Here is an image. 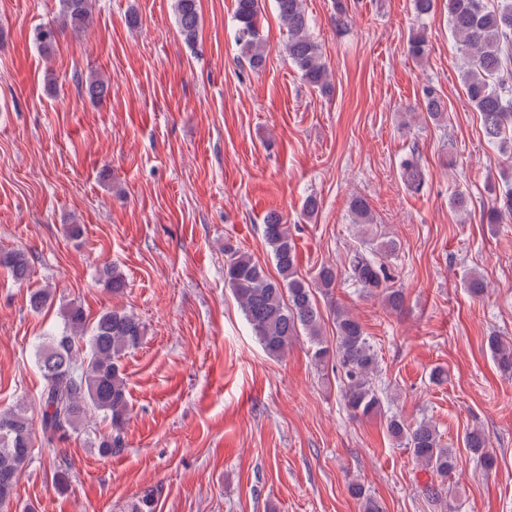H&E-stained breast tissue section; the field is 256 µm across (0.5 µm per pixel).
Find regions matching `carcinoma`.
I'll return each instance as SVG.
<instances>
[{"label":"carcinoma","instance_id":"cac0c4a2","mask_svg":"<svg viewBox=\"0 0 512 512\" xmlns=\"http://www.w3.org/2000/svg\"><path fill=\"white\" fill-rule=\"evenodd\" d=\"M235 39L248 60L258 70L265 62L263 39L258 25L262 0H235ZM279 18L288 29L286 52L300 73L301 80L321 93L332 88L328 69L318 42L312 36L305 0H273ZM448 28L463 60L462 79L468 100L481 112L485 138L502 150L512 145V0H447ZM176 23L188 43L194 42L199 28L198 0H175ZM60 23L39 27L34 40L49 57L57 47L59 33L71 28L80 31L92 19V0H60ZM81 90L92 100L102 101L110 83L91 74L77 79ZM427 116L435 121L446 119L442 99L428 89L424 94ZM407 189L418 192L423 186L419 157L411 152L400 163ZM349 209L360 223L370 221L367 199L356 195ZM264 237L271 248L278 277H271L264 267L245 252L231 247L224 250V280L231 288L251 330L262 348L271 355L283 352L306 330L313 347V359L319 366L336 359L335 370L343 382L345 407L355 416H370L381 409L373 379L379 359L361 323L349 313L336 310V345L330 347L321 336V320L314 304V293H330L336 288L338 272L330 266L318 270L313 283L297 272L296 250L288 227L276 212L266 215ZM398 243L387 240L375 250L360 248L348 259L350 277L366 292L381 291L387 306L396 310L404 302L379 255L396 251ZM0 267L18 281L30 276L27 254L21 250L0 252ZM100 279L112 293L126 287L115 267L100 271ZM52 301L51 290L31 292V309L42 310ZM144 328L132 314L107 310L93 322L87 321L79 305H71L63 315V327L51 335L38 351V364L44 378L39 396L40 430L47 444L62 442L89 426L99 416L110 420V431L97 440L103 457L120 455L125 450L123 426L129 411L121 357L137 348ZM487 347L498 367L512 375V342L497 335L487 337ZM390 439L409 450L414 459L428 469L437 481L425 487V495L439 503L448 494L445 479L458 468L454 449L442 443L441 434L431 422L415 424L393 413L384 420ZM465 447L477 462L490 470L495 465L493 449L484 432L466 434ZM33 423L21 408L0 410V508L9 501L13 489L32 457ZM349 492L359 501L362 512H384L378 500L361 484H349ZM161 489L145 490L130 506V512H156Z\"/></svg>","mask_w":512,"mask_h":512}]
</instances>
